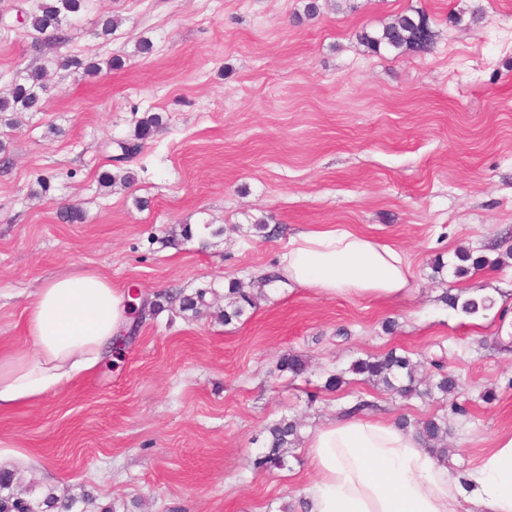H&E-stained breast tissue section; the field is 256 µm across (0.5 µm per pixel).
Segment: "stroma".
Listing matches in <instances>:
<instances>
[{
	"instance_id": "35a3bbf8",
	"label": "stroma",
	"mask_w": 512,
	"mask_h": 512,
	"mask_svg": "<svg viewBox=\"0 0 512 512\" xmlns=\"http://www.w3.org/2000/svg\"><path fill=\"white\" fill-rule=\"evenodd\" d=\"M305 3L85 0L66 43L37 53L16 22L35 0H0L11 24L0 28V93L35 68L49 87L43 111L0 121L11 161L0 175V349H27L35 292L79 270L147 302L199 289L208 301L195 317L147 314L109 361L1 412L0 468L120 512H279L315 477L301 445L284 468H256L282 416L299 418L306 439L360 396L392 419L447 414L454 475L512 432V354L495 347L512 342V0H321L313 18ZM416 10L436 34L431 54L360 41ZM104 15L121 21L106 38ZM73 55L101 73L60 67ZM115 57L123 66L107 69ZM150 113L162 126L126 164L133 186L103 187L115 141ZM68 203L83 222L58 221ZM260 220L269 236L255 233ZM326 224L401 248L408 294L262 285L291 235ZM232 281L260 296L226 323L217 314ZM448 294L496 304L467 316ZM391 349L444 353L458 391L404 398L349 373ZM291 352L309 362L302 377L276 369ZM339 370L345 384L326 390Z\"/></svg>"
}]
</instances>
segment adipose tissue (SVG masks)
Listing matches in <instances>:
<instances>
[{"label":"adipose tissue","mask_w":512,"mask_h":512,"mask_svg":"<svg viewBox=\"0 0 512 512\" xmlns=\"http://www.w3.org/2000/svg\"><path fill=\"white\" fill-rule=\"evenodd\" d=\"M288 288L329 297L396 299L413 277L397 246L345 225L290 237L277 269ZM111 280L81 271L46 281L25 320L26 350L0 353V411L35 401L92 369L134 320ZM315 470L307 512H512V432L452 476L417 434L366 412L323 424L307 444Z\"/></svg>","instance_id":"ef3b65f1"}]
</instances>
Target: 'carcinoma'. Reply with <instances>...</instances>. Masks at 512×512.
<instances>
[{
	"mask_svg": "<svg viewBox=\"0 0 512 512\" xmlns=\"http://www.w3.org/2000/svg\"><path fill=\"white\" fill-rule=\"evenodd\" d=\"M82 7L83 0H40L37 9L27 15V25L32 31L44 37V40L61 45L67 39L68 25ZM359 38L376 54L383 50H411L428 54L434 48L433 32L429 28L428 19L420 12L415 15L402 14L381 31H363ZM45 86L43 70L36 68L27 72L21 80L14 82L5 94L0 95V114L41 111ZM161 123L162 120L157 114L144 116L138 121L133 133L119 142V147L130 154H140L145 141ZM84 218L83 210L74 204L60 208L57 214V219L65 224L80 223ZM206 294L207 291L204 289L192 294L164 293L157 296L153 308L161 310L166 304L176 303L181 312L195 314L199 307L207 305ZM444 299L450 307L458 308L461 313L468 316L478 315L494 306V300L488 296L461 301L457 296L446 295ZM224 301L223 317L226 323L243 316L247 309L254 306L253 297L235 282L229 284ZM429 364L437 371L436 381L423 391L418 389L416 364L409 356L398 354L394 350L358 359L351 364L349 372L361 376L362 381L366 383L380 386L383 390L402 397L422 394L431 398L438 393L444 399L455 391L456 380L444 372V366L439 361L432 359ZM277 370L299 377L307 372L308 363L298 354H284L278 360ZM398 426L404 430L411 428L416 431L424 439L429 450L438 458L446 459L447 449L440 447V444L448 435L447 414L417 418L412 422L402 418L398 421ZM300 428L301 423L295 417L284 416L271 423L266 429L264 451L255 460L256 467L263 470L284 467L289 448L299 440ZM31 501L51 506L57 512H88L89 506L99 512H117L116 505L101 507L89 494L62 498L51 487L38 493L33 483L25 481L21 472H0V512H23L24 504Z\"/></svg>",
	"mask_w": 512,
	"mask_h": 512,
	"instance_id": "carcinoma-1",
	"label": "carcinoma"
}]
</instances>
